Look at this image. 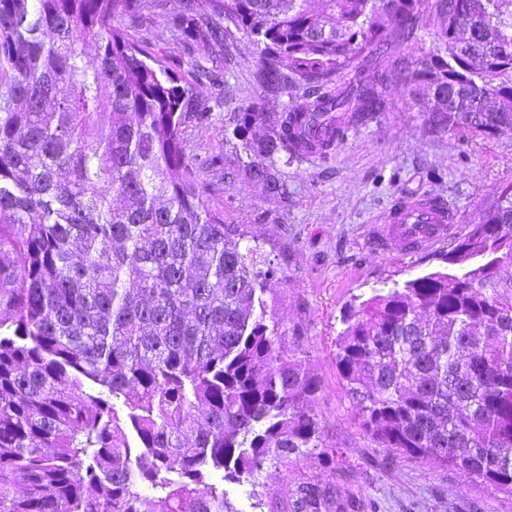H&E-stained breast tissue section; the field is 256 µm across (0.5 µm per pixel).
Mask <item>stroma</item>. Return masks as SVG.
Instances as JSON below:
<instances>
[{"label":"stroma","mask_w":512,"mask_h":512,"mask_svg":"<svg viewBox=\"0 0 512 512\" xmlns=\"http://www.w3.org/2000/svg\"><path fill=\"white\" fill-rule=\"evenodd\" d=\"M416 39L394 44L379 63L416 60L432 47L439 19L422 6ZM171 69L190 68L172 39L166 18L133 29ZM231 61L224 66V107L214 121L188 131V156H219L223 167L207 172L211 208L228 224L247 225L281 274L271 285L269 305L285 327H298L308 352L307 366L321 386L312 403L326 444L338 449L336 467L309 455L265 468L256 486L225 484L235 512H275L287 503L295 483L305 479L337 483L375 498L382 512H512V496L494 493L458 471L380 448L359 427L357 412L336 371V338L341 315L355 297L373 289L444 269L455 237L464 235L481 209L512 184V131L493 138L434 128L404 83L385 88L387 112L350 128L328 159L304 158L279 164L288 184V203L266 195L238 163L239 151L225 131L239 107L257 101L255 49L247 37H230ZM433 196L456 217L451 238L427 252L383 251L374 240L377 221L400 198Z\"/></svg>","instance_id":"stroma-1"}]
</instances>
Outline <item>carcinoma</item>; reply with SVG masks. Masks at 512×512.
Returning <instances> with one entry per match:
<instances>
[{
    "mask_svg": "<svg viewBox=\"0 0 512 512\" xmlns=\"http://www.w3.org/2000/svg\"><path fill=\"white\" fill-rule=\"evenodd\" d=\"M423 3L181 0L173 37L214 63L187 79L118 25L167 0H0V512H234L224 482L334 460L300 331L288 341L269 310L274 261L209 207L185 134L211 121L199 99L243 34L264 100L231 135L253 181L288 198L279 161L326 158L387 110L371 62L416 35ZM434 7L409 93L440 129L511 131L512 0ZM511 267L508 185L446 270L352 301L335 354L379 447L509 495ZM287 512L377 510L306 480Z\"/></svg>",
    "mask_w": 512,
    "mask_h": 512,
    "instance_id": "1",
    "label": "carcinoma"
}]
</instances>
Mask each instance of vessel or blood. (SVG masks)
<instances>
[{
    "label": "vessel or blood",
    "instance_id": "1",
    "mask_svg": "<svg viewBox=\"0 0 512 512\" xmlns=\"http://www.w3.org/2000/svg\"><path fill=\"white\" fill-rule=\"evenodd\" d=\"M387 230L379 245H395L406 251L428 248L447 238L454 217L447 205L434 197L399 202L385 216Z\"/></svg>",
    "mask_w": 512,
    "mask_h": 512
}]
</instances>
